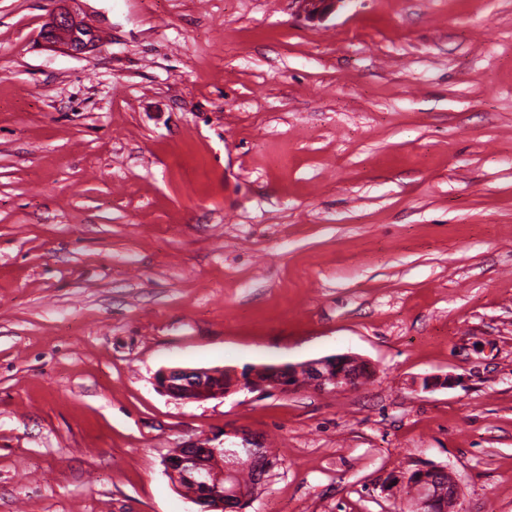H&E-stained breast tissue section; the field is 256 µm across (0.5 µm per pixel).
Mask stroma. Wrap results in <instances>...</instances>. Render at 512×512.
I'll return each mask as SVG.
<instances>
[{
  "mask_svg": "<svg viewBox=\"0 0 512 512\" xmlns=\"http://www.w3.org/2000/svg\"><path fill=\"white\" fill-rule=\"evenodd\" d=\"M0 0V512H189L163 459L245 430V512H512V0ZM353 354L342 391L185 403L160 368ZM428 375L452 385L423 390ZM56 1L63 4L45 24L42 30L45 40L63 44L74 56L82 55L102 43L99 32L79 19L78 15L66 6L65 3L70 1ZM298 15L308 22L322 23L344 5L347 0H292ZM415 486L411 512L460 511V486L448 474V469L438 465H418L408 469Z\"/></svg>",
  "mask_w": 512,
  "mask_h": 512,
  "instance_id": "1",
  "label": "stroma"
}]
</instances>
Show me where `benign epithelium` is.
<instances>
[{
  "instance_id": "obj_1",
  "label": "benign epithelium",
  "mask_w": 512,
  "mask_h": 512,
  "mask_svg": "<svg viewBox=\"0 0 512 512\" xmlns=\"http://www.w3.org/2000/svg\"><path fill=\"white\" fill-rule=\"evenodd\" d=\"M60 6L46 22L42 36L60 43L74 56L82 55L102 43L99 32L60 0ZM298 15L308 22L322 23L347 0H292ZM372 376L370 363L350 354L330 355L298 365L252 366L242 371L221 368L168 367L160 369L155 386L183 402H204L223 398L228 392H292L301 387L337 391L352 388ZM241 438V446L224 449V437ZM247 458L253 469L254 485L262 484L273 462L254 437L237 430H226L197 439L186 447L173 449L163 460L164 470L183 499L199 507L198 512L243 510L253 493L240 487L227 489L224 478L237 462ZM415 486L411 512H459L460 486L438 465H420L408 470Z\"/></svg>"
}]
</instances>
